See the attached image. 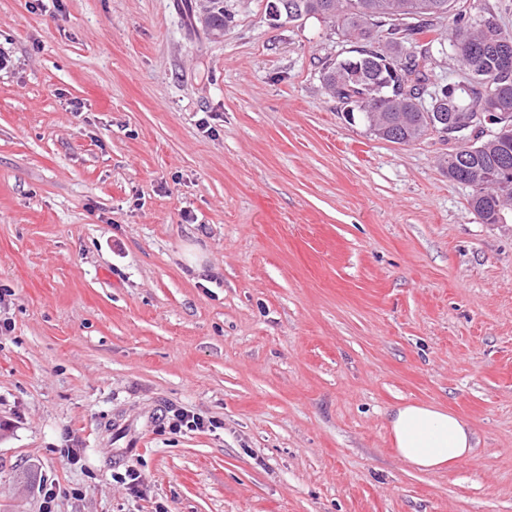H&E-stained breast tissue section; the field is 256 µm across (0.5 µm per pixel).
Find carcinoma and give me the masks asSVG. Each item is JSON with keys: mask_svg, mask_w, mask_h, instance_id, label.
<instances>
[{"mask_svg": "<svg viewBox=\"0 0 512 512\" xmlns=\"http://www.w3.org/2000/svg\"><path fill=\"white\" fill-rule=\"evenodd\" d=\"M288 9L290 23L312 17L341 32L348 50L321 68L325 90L352 108L351 120L398 144L433 129V112L451 114L447 98L431 97L428 60L442 45L437 20L452 16L450 46L467 82L458 111L479 113L495 129L448 154L446 172L472 188L470 205L482 223H504L512 214V34L478 21L487 6L473 13L458 0H288ZM233 20L226 0H206L200 22L209 33H222ZM351 61L359 72L349 70ZM426 97L423 112L416 101Z\"/></svg>", "mask_w": 512, "mask_h": 512, "instance_id": "cac0c4a2", "label": "carcinoma"}]
</instances>
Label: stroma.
<instances>
[{
	"mask_svg": "<svg viewBox=\"0 0 512 512\" xmlns=\"http://www.w3.org/2000/svg\"><path fill=\"white\" fill-rule=\"evenodd\" d=\"M201 2L0 0V512H512V217L347 121L328 25ZM416 402L472 457L407 465ZM233 20L234 14L226 0H206L200 22L209 33L212 35L222 33ZM388 424L397 454L418 471L450 469L472 455L471 426L438 405L398 406L389 415ZM172 420L173 422L170 424V427L175 430H181L182 427H185L190 431H212L220 427V423L218 421L211 419L206 420L201 416L180 410L173 412Z\"/></svg>",
	"mask_w": 512,
	"mask_h": 512,
	"instance_id": "obj_1",
	"label": "stroma"
}]
</instances>
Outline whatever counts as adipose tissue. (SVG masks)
<instances>
[{"mask_svg":"<svg viewBox=\"0 0 512 512\" xmlns=\"http://www.w3.org/2000/svg\"><path fill=\"white\" fill-rule=\"evenodd\" d=\"M392 443L399 457L422 472L454 467L474 448L471 426L434 404H406L388 419Z\"/></svg>","mask_w":512,"mask_h":512,"instance_id":"obj_1","label":"adipose tissue"}]
</instances>
